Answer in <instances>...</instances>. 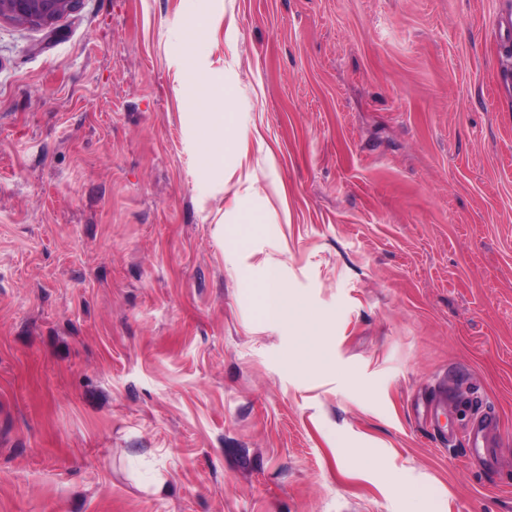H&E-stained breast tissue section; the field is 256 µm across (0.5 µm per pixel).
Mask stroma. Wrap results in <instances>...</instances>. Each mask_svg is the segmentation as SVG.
Returning a JSON list of instances; mask_svg holds the SVG:
<instances>
[{
	"instance_id": "35a3bbf8",
	"label": "stroma",
	"mask_w": 512,
	"mask_h": 512,
	"mask_svg": "<svg viewBox=\"0 0 512 512\" xmlns=\"http://www.w3.org/2000/svg\"><path fill=\"white\" fill-rule=\"evenodd\" d=\"M511 12L0 21V512H512ZM201 84L248 132L212 164ZM261 305L265 316L270 320L276 321L288 317V301L273 272L261 289Z\"/></svg>"
}]
</instances>
